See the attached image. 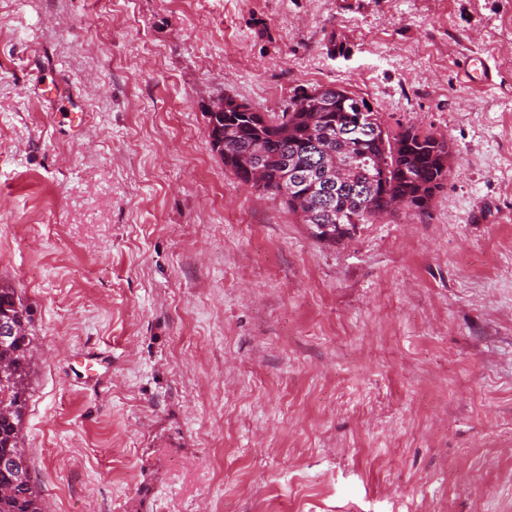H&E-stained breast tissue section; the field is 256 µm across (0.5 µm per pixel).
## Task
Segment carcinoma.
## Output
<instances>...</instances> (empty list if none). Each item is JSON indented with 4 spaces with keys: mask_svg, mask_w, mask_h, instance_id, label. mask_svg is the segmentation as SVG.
<instances>
[{
    "mask_svg": "<svg viewBox=\"0 0 512 512\" xmlns=\"http://www.w3.org/2000/svg\"><path fill=\"white\" fill-rule=\"evenodd\" d=\"M321 90L323 102L333 106L330 112L304 111L307 98L303 88L288 103L291 111L265 121L258 120L253 112H224L222 157L234 158L224 166L247 184L251 183V170L263 168L262 190L272 196L295 179L336 177L334 156L343 128L361 113L367 117L377 112L366 98L343 88L323 86ZM355 151L378 159L376 169L357 166L346 173L353 185L370 184L371 192L363 199L365 205H358L345 191L335 194L334 208L329 211L322 207L319 189L304 199L291 195L282 198L288 210L301 216L302 223L313 226L320 237L325 235L324 224L332 225V231L340 235L344 226L368 223L369 204L384 211L399 202L422 212L429 202L417 196L419 188L427 186L438 191L448 179L449 168L434 156L436 152L450 154L448 142L413 126L397 132L387 129L378 137L367 136ZM0 318L23 328V334L0 343V395L5 399V406L0 409V458L18 460L12 469L0 467V512H41L38 489L19 445L32 369L31 314L10 285H0Z\"/></svg>",
    "mask_w": 512,
    "mask_h": 512,
    "instance_id": "cac0c4a2",
    "label": "carcinoma"
}]
</instances>
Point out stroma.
Instances as JSON below:
<instances>
[{"mask_svg":"<svg viewBox=\"0 0 512 512\" xmlns=\"http://www.w3.org/2000/svg\"><path fill=\"white\" fill-rule=\"evenodd\" d=\"M318 85L446 138L425 211L225 168L213 99ZM0 283L43 512H512V0H0Z\"/></svg>","mask_w":512,"mask_h":512,"instance_id":"obj_1","label":"stroma"}]
</instances>
